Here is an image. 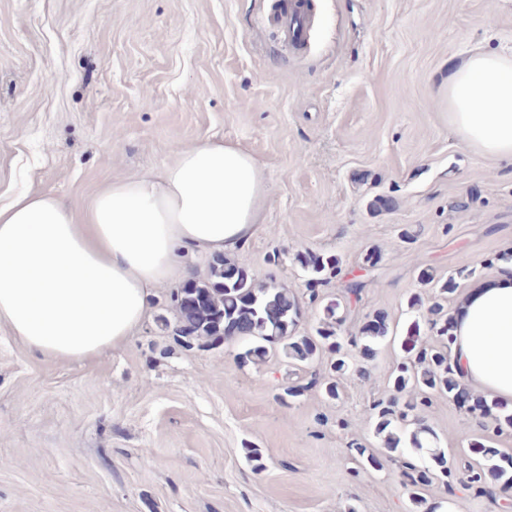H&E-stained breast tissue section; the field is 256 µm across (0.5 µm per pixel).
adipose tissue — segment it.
<instances>
[{
  "label": "adipose tissue",
  "instance_id": "1",
  "mask_svg": "<svg viewBox=\"0 0 512 512\" xmlns=\"http://www.w3.org/2000/svg\"><path fill=\"white\" fill-rule=\"evenodd\" d=\"M448 123L471 147L512 160V47L475 48L448 81ZM258 159L206 139L160 175L113 180L77 211L47 191L0 204V323L32 354L89 361L122 346L150 291L190 277L182 252H226L259 220ZM463 380L512 403V264L471 286L453 319Z\"/></svg>",
  "mask_w": 512,
  "mask_h": 512
}]
</instances>
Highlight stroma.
Segmentation results:
<instances>
[{
    "instance_id": "1",
    "label": "stroma",
    "mask_w": 512,
    "mask_h": 512,
    "mask_svg": "<svg viewBox=\"0 0 512 512\" xmlns=\"http://www.w3.org/2000/svg\"><path fill=\"white\" fill-rule=\"evenodd\" d=\"M277 2L0 0V200L44 190L81 209L202 139L237 143L266 196L230 257L257 282L299 295L297 252L357 275L365 248L382 251L344 326L388 318L369 378L281 407V386L328 356L243 365L234 340L184 346L165 327L169 283L133 336L86 363L41 359L1 324L0 512H410L399 471L358 470L349 446L378 445L369 408L401 359L420 271L455 277L453 312L494 275L488 258L512 256V165L448 127L449 75L471 46L512 44V0H310L299 49L266 21ZM378 197L391 207L373 210ZM425 423L446 454L482 437L512 455V429L447 396ZM423 496L435 512H492L463 489Z\"/></svg>"
}]
</instances>
